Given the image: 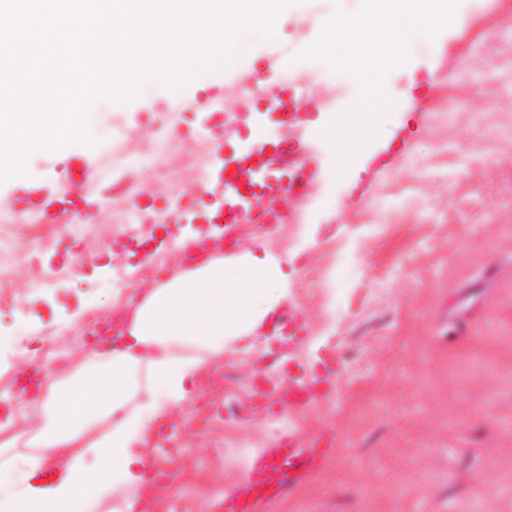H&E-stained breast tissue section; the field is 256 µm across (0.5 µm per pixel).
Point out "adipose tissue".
<instances>
[{
  "label": "adipose tissue",
  "mask_w": 512,
  "mask_h": 512,
  "mask_svg": "<svg viewBox=\"0 0 512 512\" xmlns=\"http://www.w3.org/2000/svg\"><path fill=\"white\" fill-rule=\"evenodd\" d=\"M287 286L281 260L267 250L212 254L155 287L105 357L83 363L68 382L38 395L20 390V399L42 408L37 452L0 465V512H94L100 499L140 482L132 442L145 433L159 402L184 397L201 367L198 358L174 354V346L223 350L227 338L266 322ZM142 369L148 372L143 385L137 380ZM135 396L139 405L125 411ZM108 417L111 428L95 435ZM105 455L111 463L91 472L89 457Z\"/></svg>",
  "instance_id": "obj_1"
}]
</instances>
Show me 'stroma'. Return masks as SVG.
I'll return each instance as SVG.
<instances>
[{"mask_svg": "<svg viewBox=\"0 0 512 512\" xmlns=\"http://www.w3.org/2000/svg\"><path fill=\"white\" fill-rule=\"evenodd\" d=\"M333 0H299L281 21L277 41L250 52L189 95L224 92L220 112H184L180 138L201 150L208 191L193 209H178L177 233L154 223L168 206L159 171L179 169L178 154L145 149L161 140L171 99L146 93L129 105L99 102L95 149L39 151L28 166L45 186L95 153L122 150L147 192L129 223L116 195L101 223H28L13 252L0 254V462L34 449L22 432L36 428L35 407L14 401L17 371L46 358V346L68 368L100 353L85 326L112 313L131 316L150 288L192 265L176 238H213L210 210L224 200V166L255 128L284 136L292 158L318 170L326 157L315 113L281 126L264 105L237 111L236 76L262 72L268 55L287 65L269 75L292 98L324 92L327 111L344 112L359 96L295 55L318 34ZM461 27L417 45L407 65L388 72L384 88L397 104L366 150L403 148L382 178L365 172L321 182L306 201L283 197L299 222L272 234L238 227L224 255L263 243L282 259L288 293L274 321L233 336L202 366L179 402L161 405L130 451L147 469L140 483L103 501L99 512H224L225 491L243 483L254 459L288 436L311 464L285 475L279 493L251 512H512V115L489 117L493 102L512 97V33L489 49L500 92L485 90L478 68L449 76L446 92L463 108L455 116H419L441 55L455 52ZM484 144L482 156L465 154ZM375 189L358 205L360 187Z\"/></svg>", "mask_w": 512, "mask_h": 512, "instance_id": "stroma-1", "label": "stroma"}]
</instances>
